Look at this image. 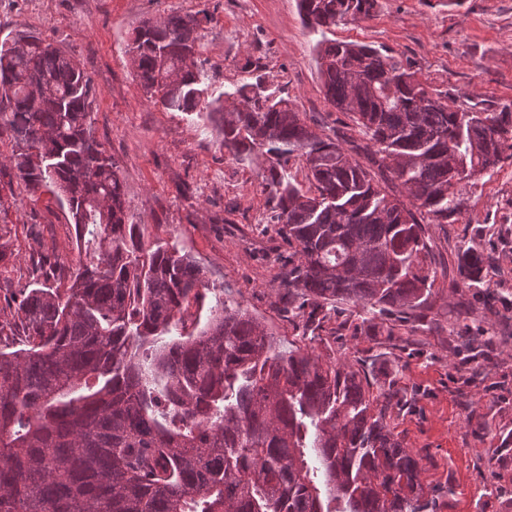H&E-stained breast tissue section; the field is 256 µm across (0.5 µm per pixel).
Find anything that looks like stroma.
Wrapping results in <instances>:
<instances>
[{"mask_svg": "<svg viewBox=\"0 0 512 512\" xmlns=\"http://www.w3.org/2000/svg\"><path fill=\"white\" fill-rule=\"evenodd\" d=\"M206 11L197 58L215 93L262 76L287 93L303 118L329 135L354 136L349 117L323 93L315 43L296 0H0V43L30 29L64 50L90 77L92 124L122 171L130 223L143 253L177 247L211 284L280 340L366 372L394 398L389 428L417 456L433 512H512V159L464 193L454 222L426 231L442 271L429 330L410 332L393 318L337 307L315 329L302 300L279 298L290 253L271 220L260 183L264 157L228 159L216 129L197 116L154 104L128 54L132 31L170 10ZM339 41L385 47L413 62L420 80L460 103L512 102V0H378L373 16L341 22ZM0 226L13 262L0 265V294L30 280L33 254L75 266L78 242L66 209L50 194L31 200L22 184ZM478 247L490 275L467 284L459 253ZM493 327V343L461 348L459 333Z\"/></svg>", "mask_w": 512, "mask_h": 512, "instance_id": "obj_1", "label": "stroma"}]
</instances>
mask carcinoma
Returning <instances> with one entry per match:
<instances>
[{
	"label": "carcinoma",
	"mask_w": 512,
	"mask_h": 512,
	"mask_svg": "<svg viewBox=\"0 0 512 512\" xmlns=\"http://www.w3.org/2000/svg\"><path fill=\"white\" fill-rule=\"evenodd\" d=\"M376 6L298 0L321 36L325 98L367 141L350 150L260 76L236 88L232 108L202 86L185 57L206 14L144 21L129 52L149 98L206 117L238 162L269 155L263 192L293 250L284 294L408 323L433 308L438 274L416 213L446 224L461 212L466 187L512 150V103L459 104L392 51L327 37ZM93 96L90 78L40 35L0 44L11 167L30 196L67 206L77 239L94 245L71 273L32 261L18 305L0 310V336L22 337L18 349L0 346V512H430L419 460L383 422L388 390L372 397L359 371L280 351L179 249L139 254L121 167L94 135ZM294 155L306 190L282 172ZM486 265L468 247L458 269L479 283ZM209 292L207 322L188 331L190 306Z\"/></svg>",
	"instance_id": "carcinoma-1"
}]
</instances>
